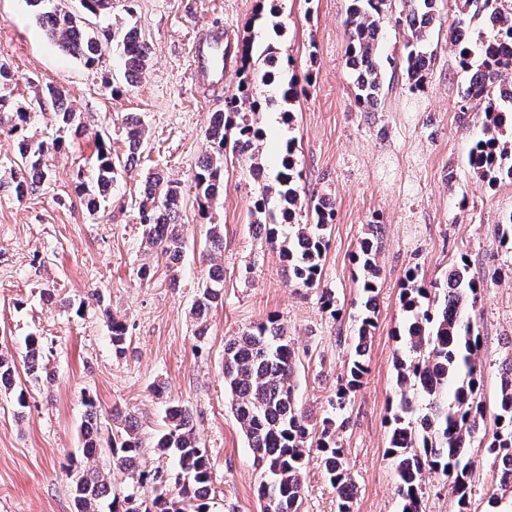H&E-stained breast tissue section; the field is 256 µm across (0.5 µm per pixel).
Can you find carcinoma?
I'll return each mask as SVG.
<instances>
[{"label": "carcinoma", "mask_w": 512, "mask_h": 512, "mask_svg": "<svg viewBox=\"0 0 512 512\" xmlns=\"http://www.w3.org/2000/svg\"><path fill=\"white\" fill-rule=\"evenodd\" d=\"M35 8L36 21L58 47L94 66L101 57L102 44L81 17L55 4V0H28ZM457 9L451 42L459 47V64L467 74L464 98L482 103L481 135L473 142L468 162L473 171L491 185L512 179V143L503 139V130L512 126V97L498 94V87L512 73V10L503 0H453ZM437 0H348L345 26L346 54L357 58L361 67L353 69L355 104L369 112L380 101L385 73L376 55L379 34L386 20L407 31L403 49L393 64L401 66L411 89L424 87L430 74L432 53L428 52L430 28L436 20ZM482 17L492 35L480 42L477 51L464 43L473 17ZM124 57V75L136 79L147 67L151 47L134 26L120 24L113 31ZM274 48L245 46L241 57L240 95L211 115L206 137L212 151L193 174L198 205L211 206L224 192V165L236 158L251 162L254 175L263 181L251 211V225L258 228L264 242L278 249L285 262L289 283L299 288L321 285L322 262L333 212L323 209V197H304L299 186L297 146L290 138L284 145L281 168L267 178L261 162L263 132L255 120L264 101L256 97L258 83L267 82L266 64L273 62ZM281 101L290 103L301 93L294 78L277 77ZM48 95L58 103V130L77 129V113L65 106L66 92L51 87ZM38 97L18 107L10 131L18 134V161L14 177L20 195L36 190L49 175L47 157L62 147V136L35 141L20 131L29 113L42 110ZM126 158L113 156L108 134H98L94 192L86 206L97 211L103 206L118 178L139 154L144 137L137 117L125 118ZM183 197L180 188L153 176H146L144 196L139 203L141 224L147 243L167 260L168 270L177 280L185 248L184 225L180 224ZM381 225L371 224L355 256L358 280L364 296L358 313L353 353L347 366L346 382L332 402L335 413L313 420L298 395L295 379L298 352L288 331L276 316L248 327L224 343V386L230 395L231 410L247 439L254 464L262 470L258 497L262 512H303L305 467L316 455L340 503L339 512H351L355 485L348 472L344 448L336 441V425L345 422L351 394L365 374V352L375 327V288L379 275L377 257L381 250ZM224 226L213 224L206 234L209 273L198 288L193 314L199 335H204L205 319L224 291V278L213 271L221 268ZM480 285L467 274L466 258L451 268L442 283L425 285L411 270L405 277L402 306L408 318L398 336L403 352L396 355L397 385L418 391L426 400L425 412L410 416L406 395L393 413L388 455L398 476L400 512H423L422 483L426 474L440 473L450 480L456 512H470V495L475 473V457L470 449H484L498 462L500 489L512 493V361L502 369L491 413L480 395L482 366L478 363L480 336L468 307L476 302ZM112 349L121 355L129 338L128 325L117 318L111 325ZM28 374L40 378L39 341L26 343ZM15 363L0 358V388L15 386ZM83 425L86 458L109 455V467H88L75 473L72 485L76 512H99L101 500L112 497L110 512H209L210 497L200 494L212 487L213 471L206 448L195 431L192 413L176 400L167 402L165 426L153 436V447L177 458L178 472L171 478L157 469L140 470L139 461L146 441L132 416L110 427L106 445H101V413L93 398L84 401ZM119 469L132 480L131 492H112L111 472ZM154 493L151 506L142 511L131 506L140 489Z\"/></svg>", "instance_id": "carcinoma-1"}]
</instances>
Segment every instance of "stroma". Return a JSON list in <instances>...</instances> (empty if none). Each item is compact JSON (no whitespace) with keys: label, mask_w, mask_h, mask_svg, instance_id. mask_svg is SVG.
I'll return each mask as SVG.
<instances>
[{"label":"stroma","mask_w":512,"mask_h":512,"mask_svg":"<svg viewBox=\"0 0 512 512\" xmlns=\"http://www.w3.org/2000/svg\"><path fill=\"white\" fill-rule=\"evenodd\" d=\"M280 33L255 23L257 0H112L85 23L98 34L114 23L136 26L152 47L147 70L126 82L124 61L110 45L88 66L48 40L27 0H0V63L12 75L0 85V354L18 363L16 387L0 391V512H74L69 458L81 457L83 395L95 397L103 416L131 413L146 437L162 425L168 397L194 414L213 468L210 512H260V472L233 416L224 387V343L268 316H278L299 350V395L321 414L345 377L360 288L353 257L371 224L383 227L378 265L377 321L365 374L337 429L356 487L352 512H398L389 418L400 398L395 334L406 314L402 282L409 269L425 281L443 280L459 258L481 285L470 314L479 326L484 370L481 397L492 403L502 366L512 360V250L499 241V224L512 214V181L488 185L468 164L481 132L482 106L464 102L466 75L449 29L454 15L438 0L432 30L431 74L424 91H409L401 71H388L374 111L358 109L346 64L347 0H277ZM223 32L230 48L243 40L273 42L287 75L306 92L257 116L264 131L267 173L280 165L281 147L295 138L306 194L333 202L335 220L323 258L320 288L289 285L277 250L249 227L262 184L244 161L224 167V196L208 210L195 201L192 176L210 150L211 112L237 96L239 60H224L223 78L197 82L195 47ZM68 93L80 114L79 133L47 160L49 184L17 196L13 189L16 140L6 121L13 107L46 86ZM474 118L463 122L459 108ZM144 126L140 155L113 186L104 211L83 206L80 186H92L98 132L125 154L124 120ZM178 182L187 248L178 279L163 256L148 247L138 214L147 173ZM224 227V299L197 336L192 303L207 276L205 234ZM155 274L139 279L142 264ZM343 308L332 320L321 308V288ZM130 328L123 356L112 350L109 317ZM42 344L45 378L32 380L21 363L28 337ZM498 485L493 457L480 456L471 512H512V497L490 498ZM304 512H338L322 469L304 473Z\"/></svg>","instance_id":"1"}]
</instances>
